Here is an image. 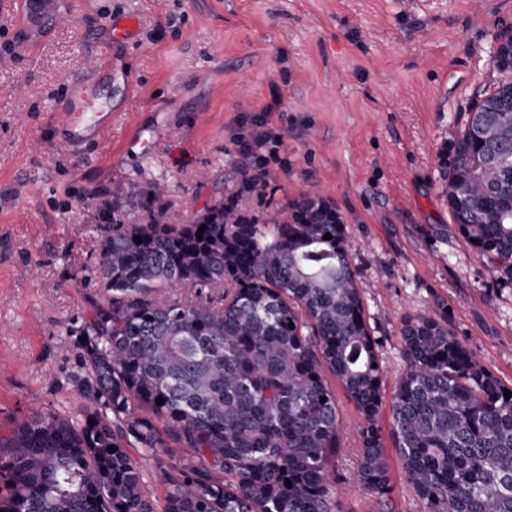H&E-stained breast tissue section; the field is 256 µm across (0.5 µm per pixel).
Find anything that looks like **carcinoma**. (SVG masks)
<instances>
[{"instance_id":"obj_1","label":"carcinoma","mask_w":512,"mask_h":512,"mask_svg":"<svg viewBox=\"0 0 512 512\" xmlns=\"http://www.w3.org/2000/svg\"><path fill=\"white\" fill-rule=\"evenodd\" d=\"M493 68L439 164L459 234L512 281V53ZM262 146L239 137L232 188L187 224L165 219L155 184L135 189L138 221L104 200L91 315L65 326L84 403L0 435V512H337L335 381L364 420L358 480L389 499L380 341L345 220L309 192L271 209ZM402 339L390 437L424 512H512V387L444 319L409 316ZM131 447L156 457L159 511Z\"/></svg>"}]
</instances>
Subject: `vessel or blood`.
Returning <instances> with one entry per match:
<instances>
[{
    "mask_svg": "<svg viewBox=\"0 0 512 512\" xmlns=\"http://www.w3.org/2000/svg\"><path fill=\"white\" fill-rule=\"evenodd\" d=\"M17 10L20 24L26 27L33 14L68 12L64 0H18ZM142 25V19L135 15L124 16L114 24L110 41L99 44L85 73L72 79L66 93L56 100V120L64 143L96 141L111 132L112 113L101 108L97 89L102 82L122 79V72L112 61L111 45L135 39Z\"/></svg>",
    "mask_w": 512,
    "mask_h": 512,
    "instance_id": "b4317fda",
    "label": "vessel or blood"
}]
</instances>
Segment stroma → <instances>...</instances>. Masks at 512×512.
<instances>
[{
    "instance_id": "obj_1",
    "label": "stroma",
    "mask_w": 512,
    "mask_h": 512,
    "mask_svg": "<svg viewBox=\"0 0 512 512\" xmlns=\"http://www.w3.org/2000/svg\"><path fill=\"white\" fill-rule=\"evenodd\" d=\"M43 33L0 11V432L36 412L76 414L81 352L61 326L89 312L104 199L166 184L190 220L231 188L241 134L266 133L275 201L324 195L347 219L367 324L381 340V426L405 371L407 316L447 320L512 387V283L459 235L438 155L495 77L512 0H69ZM144 21L112 59L128 85L102 143L71 147L56 99L114 19ZM140 137L128 142V128ZM339 512H380L357 478L361 416L337 390Z\"/></svg>"
}]
</instances>
